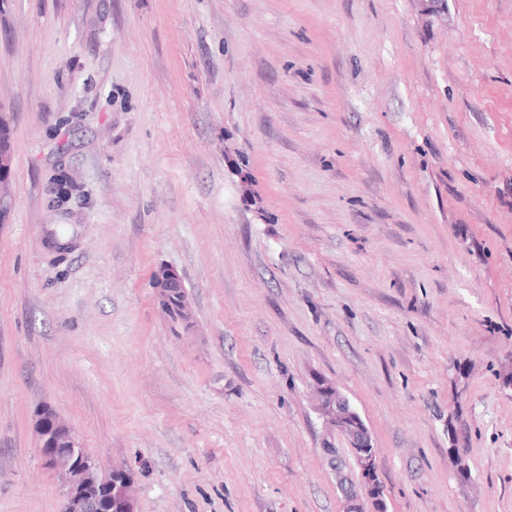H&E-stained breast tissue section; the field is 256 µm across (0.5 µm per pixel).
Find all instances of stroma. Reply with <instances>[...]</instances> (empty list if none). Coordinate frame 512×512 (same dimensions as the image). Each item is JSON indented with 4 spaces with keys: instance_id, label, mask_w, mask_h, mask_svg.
<instances>
[{
    "instance_id": "stroma-1",
    "label": "stroma",
    "mask_w": 512,
    "mask_h": 512,
    "mask_svg": "<svg viewBox=\"0 0 512 512\" xmlns=\"http://www.w3.org/2000/svg\"><path fill=\"white\" fill-rule=\"evenodd\" d=\"M0 112V512L44 404L134 512H343L319 378L387 512H512V0H0ZM152 288L155 290L157 303L164 313L172 295L184 288L182 276L173 268L163 267L153 278ZM313 395L317 410L327 430H336L347 439L355 466L359 469L360 481L355 483L341 467H336L337 484L344 497V512H366L382 510L384 503L377 476V453L363 449L356 454L354 448H375L371 434L352 408L349 400L328 383H316ZM371 506L372 510H368ZM128 476H131L130 471L128 469H116L115 467L112 468V487L124 482L120 486L119 493L122 501L121 507H124L126 511L132 510L129 507L134 504L132 479L129 478ZM112 487L108 489L103 488V493H109L110 495H112Z\"/></svg>"
}]
</instances>
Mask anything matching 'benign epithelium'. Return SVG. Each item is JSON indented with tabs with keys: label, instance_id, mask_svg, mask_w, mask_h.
Segmentation results:
<instances>
[{
	"label": "benign epithelium",
	"instance_id": "1",
	"mask_svg": "<svg viewBox=\"0 0 512 512\" xmlns=\"http://www.w3.org/2000/svg\"><path fill=\"white\" fill-rule=\"evenodd\" d=\"M152 288L160 309H167L169 299L184 288L177 270L162 268L153 278ZM317 410L325 428L342 433L347 439L360 481L354 482L340 467L335 468L337 484L344 497V512H374L382 509L383 499L377 476V453L371 451V434L352 408L349 400L328 383L313 386ZM35 428L39 439L43 465L58 478L64 512H95V501L89 487L79 483L76 475H91L99 469V462L92 454L79 455L75 449L82 443L73 430L56 411L43 405L36 411Z\"/></svg>",
	"mask_w": 512,
	"mask_h": 512
}]
</instances>
